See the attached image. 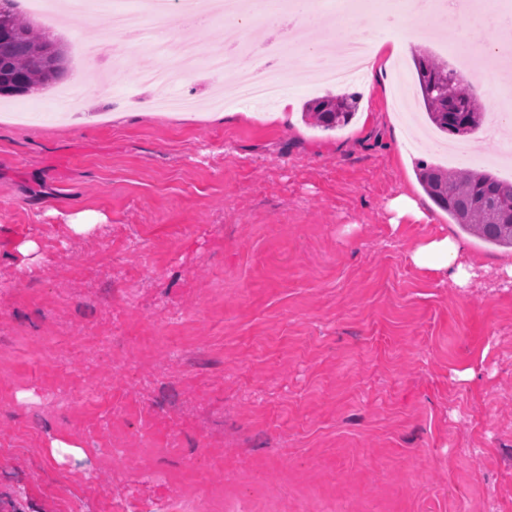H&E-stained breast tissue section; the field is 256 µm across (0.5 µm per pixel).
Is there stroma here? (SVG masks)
I'll list each match as a JSON object with an SVG mask.
<instances>
[{
    "instance_id": "1",
    "label": "stroma",
    "mask_w": 512,
    "mask_h": 512,
    "mask_svg": "<svg viewBox=\"0 0 512 512\" xmlns=\"http://www.w3.org/2000/svg\"><path fill=\"white\" fill-rule=\"evenodd\" d=\"M414 52L343 85L335 131L301 109L339 90L293 52L295 112L158 110L133 85L151 53L118 43L68 120L48 91L0 104V512H144L187 489L224 512H512V249L415 173L499 172L512 140L477 131L452 161L419 121L397 142ZM401 193L429 221L395 218ZM80 211L92 232L68 230ZM440 233L481 264L467 287L413 264ZM55 440L83 458L54 461Z\"/></svg>"
}]
</instances>
